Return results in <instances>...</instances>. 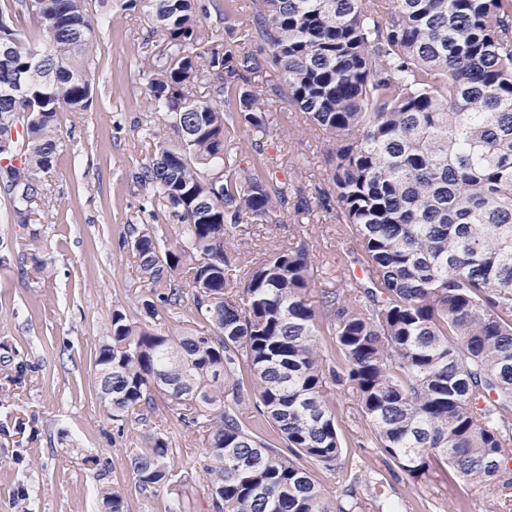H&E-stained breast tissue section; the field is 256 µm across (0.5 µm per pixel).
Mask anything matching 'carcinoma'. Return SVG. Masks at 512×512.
I'll return each mask as SVG.
<instances>
[{
  "instance_id": "cac0c4a2",
  "label": "carcinoma",
  "mask_w": 512,
  "mask_h": 512,
  "mask_svg": "<svg viewBox=\"0 0 512 512\" xmlns=\"http://www.w3.org/2000/svg\"><path fill=\"white\" fill-rule=\"evenodd\" d=\"M25 6L37 42L0 5V44L16 46L0 63V132H13L0 187L24 218L54 167L58 113L91 108L98 28L92 0ZM125 7L164 35L142 73L176 136L142 129L151 154L134 179L153 218L176 223L129 229L147 286L141 319L114 310L96 352L104 412L120 432L130 418L145 426V447L125 457L139 488L198 469L212 512H363L354 489L332 500L316 475L342 455L328 389L345 385L389 473L422 475L440 460L464 483L496 484L512 456V0H260L252 23L267 57L213 44L198 0ZM268 64L334 141L333 194L316 208L356 243L360 274L315 304L304 237L255 257L228 252L244 219L288 205L283 186L259 167L239 171L229 148L232 131L269 126L251 82ZM204 76L220 80L218 99L196 94ZM32 105L31 122H11ZM163 312L203 327L164 332ZM159 396L202 448L178 468L148 418ZM252 402L260 418L245 421ZM102 501L129 512L117 489Z\"/></svg>"
}]
</instances>
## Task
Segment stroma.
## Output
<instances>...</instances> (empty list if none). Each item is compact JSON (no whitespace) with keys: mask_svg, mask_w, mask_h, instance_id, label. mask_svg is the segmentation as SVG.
I'll use <instances>...</instances> for the list:
<instances>
[{"mask_svg":"<svg viewBox=\"0 0 512 512\" xmlns=\"http://www.w3.org/2000/svg\"><path fill=\"white\" fill-rule=\"evenodd\" d=\"M204 25L217 43L236 53H267L253 33V0H201ZM93 104L86 112L58 115L61 147L51 172L42 175L44 197L29 223H18L0 202V512H102L99 492L118 488L129 512H165L172 497L186 512H210L201 472L181 484L154 491L139 489L125 465L127 449L143 445L141 425L126 422L124 433L104 414L92 389L95 352L113 310L139 318L145 292L142 276L123 245L132 224H148V192L133 175L147 155L141 130L153 126L162 139L173 131L153 114L140 75L148 49L161 46L139 12L124 0H101ZM262 108L271 123L253 151L251 137L238 134L231 147L240 168L262 164L267 176L288 188V209L271 219L242 225L234 246L263 252L302 236L316 255L307 290L318 301L321 289L338 287L349 269L352 239L337 238L326 213L310 223L295 221L294 205L331 190L327 135L311 129L283 92L278 70L256 78ZM343 453L332 472L319 480L330 498L347 489L346 472L359 465L367 476L356 486L358 499L375 498V512H512L499 504L496 488L452 478L447 468L413 477L387 475L381 486L369 478L385 473L367 422L351 389L331 393Z\"/></svg>","mask_w":512,"mask_h":512,"instance_id":"obj_1","label":"stroma"}]
</instances>
